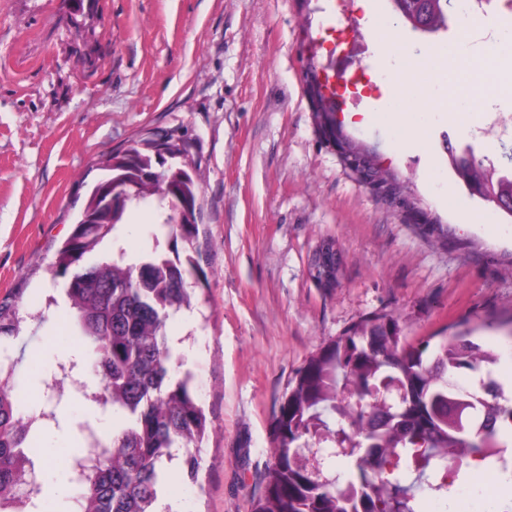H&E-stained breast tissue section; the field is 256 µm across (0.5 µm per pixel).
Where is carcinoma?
I'll use <instances>...</instances> for the list:
<instances>
[{"instance_id": "obj_1", "label": "carcinoma", "mask_w": 512, "mask_h": 512, "mask_svg": "<svg viewBox=\"0 0 512 512\" xmlns=\"http://www.w3.org/2000/svg\"><path fill=\"white\" fill-rule=\"evenodd\" d=\"M425 5L434 31L447 30L453 0H402L396 8L407 23ZM149 155L137 147L113 154L101 184L123 189L142 175L138 195L122 207L103 206L98 190L64 246L54 273H73L66 293L84 347L87 367L105 383L99 392H83L101 411H112V435L91 433L92 450L75 456L81 471L71 485L72 512H161L168 492V465L180 459L179 483L199 484V453L210 423L191 372L177 376L182 359L170 343L171 318L191 309L192 286L207 274L191 254L180 256L177 242H192L197 225L176 222L178 207L169 185L181 181L178 196L198 200L196 184L185 169L162 167L159 149L183 153L170 141L152 143ZM503 167L473 149H448L457 179L467 184L487 177L500 193L512 197V148L502 146ZM155 202L159 245L137 262L121 250L110 262L90 256L124 225L131 206ZM501 353L489 351L458 330L412 344L392 317L366 319L337 337L298 372L282 399L272 431L273 462L264 495L253 512H421L417 493L448 491L450 480L477 461L497 481L512 486L506 458L512 438V404L500 402L497 383L480 380L481 391L460 385L455 375L489 369ZM64 393L48 394L49 410L39 414L23 404L15 365L0 361V512H40L42 485L29 482L40 448L32 428L38 421L58 422L56 408ZM344 448L357 473L325 472L301 464L309 448Z\"/></svg>"}]
</instances>
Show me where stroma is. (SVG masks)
<instances>
[{
    "label": "stroma",
    "instance_id": "1",
    "mask_svg": "<svg viewBox=\"0 0 512 512\" xmlns=\"http://www.w3.org/2000/svg\"><path fill=\"white\" fill-rule=\"evenodd\" d=\"M0 0V312L19 323L0 346L16 363L24 399L41 393L59 363L81 357L66 279L51 266L104 176L112 153L173 138L199 185L193 243L178 249L207 274L192 310L171 327L205 414L201 489L191 508L252 512L272 457L271 425L282 396L319 349L367 318L391 315L418 341L469 329L486 349L512 343V218L470 195L448 164V146L497 159L512 142V97L483 115L499 126L461 127L423 102L384 101L395 50L440 59L447 33L398 29L390 46L370 32L392 20L390 0ZM462 51H488L511 23L503 0L474 8ZM352 31L350 55L367 86L336 119L353 145L374 152L419 208L409 215L377 197L318 131L307 94L314 42ZM407 113V125L391 122ZM333 241L337 287L311 276L314 254ZM58 424L39 443L83 453L75 428L89 413L65 390ZM473 469L453 493L457 512H480L485 488Z\"/></svg>",
    "mask_w": 512,
    "mask_h": 512
}]
</instances>
